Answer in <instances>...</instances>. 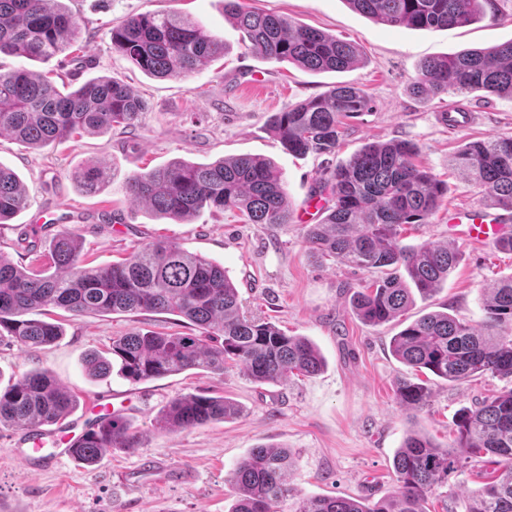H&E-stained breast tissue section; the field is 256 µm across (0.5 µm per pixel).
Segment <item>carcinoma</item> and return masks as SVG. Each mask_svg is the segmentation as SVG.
Listing matches in <instances>:
<instances>
[{"label": "carcinoma", "instance_id": "carcinoma-1", "mask_svg": "<svg viewBox=\"0 0 512 512\" xmlns=\"http://www.w3.org/2000/svg\"><path fill=\"white\" fill-rule=\"evenodd\" d=\"M353 9L390 26L415 29L464 27L484 14L496 13L495 0H346ZM231 18L252 49L276 62L305 70L342 72L359 62L354 44L320 30L297 26L285 18L224 0ZM112 50L157 78H177L224 54V43L198 22L171 14L140 13L112 25ZM81 35L77 16L60 0H0V56L46 63L68 57ZM417 97L442 93L465 95L484 90L512 98V41L484 49L424 60L411 86ZM367 94L352 84L333 85L324 95L283 112L267 124L288 152L304 155L336 149L342 119L366 109ZM147 106L120 79L97 77L77 88H57L27 69L0 71V136L25 148L61 144L85 132L107 135L114 128H135ZM418 149L409 141L365 145L320 183L327 195L325 217L308 227L312 251L355 269H387L386 276L353 292L352 308L363 323L378 326L397 319L414 302V294L432 296L458 261V249L435 241L406 245L405 225L428 224L448 193V185L415 163ZM450 165L491 205L512 210V137H495L464 145ZM82 188L95 193L110 179L107 167L91 161L76 173ZM128 195L152 214L187 223L204 209L237 210L252 224H288L292 208L275 165L253 156L224 158L198 165L175 161L137 172L126 182ZM30 204L16 174L0 164V224ZM50 265L26 268L0 252V340L21 345H50L62 336L57 322L43 319L50 309L72 316L116 313H166L181 316L197 335L133 332L112 341V358L94 355L86 368L118 372L132 383L193 371L222 374L241 366L263 384L292 375L318 373L323 358L302 336H289L275 324L246 315L224 265L156 241L131 258L107 267H89L81 259V242L65 227L52 238ZM485 320L473 326L446 312L427 313L390 341L402 363L427 370L447 382L490 374L512 379V276L497 282L483 298ZM427 385L400 382L401 408L419 411L429 400ZM75 397L46 369L23 374L0 390V427L34 432L69 416ZM239 414L223 397L203 394L172 399L163 415L172 429L203 426ZM450 445L412 430L393 458L396 489L386 499L299 496L288 486V450L252 449L230 476L237 500L232 512H425L424 504L448 476L487 455L494 465L490 481L468 496L466 512H512V387L460 409ZM137 437L116 416L87 434L72 452L75 460L94 464L110 448L133 449Z\"/></svg>", "mask_w": 512, "mask_h": 512}]
</instances>
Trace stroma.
I'll return each mask as SVG.
<instances>
[{
    "mask_svg": "<svg viewBox=\"0 0 512 512\" xmlns=\"http://www.w3.org/2000/svg\"><path fill=\"white\" fill-rule=\"evenodd\" d=\"M82 24L79 51L64 74L86 81L120 78L148 108L131 131L81 135L38 150L0 137V163L14 170L31 203L0 224V250L22 266L29 256L21 238L48 249L66 225L81 237L85 264L104 266L164 240L185 252L223 264L236 284L245 312L305 336L321 350L325 368L312 377L294 376L280 385L255 382L243 369L201 376L178 375L131 384L118 373L87 375L90 354L107 353L113 338L133 331L191 334L187 320L160 313L81 317L57 309L51 318L64 330L55 343L23 346L0 342V385L46 369L76 397L74 418L95 415L97 398H109L137 436L135 449H111L92 466L68 458L51 469L22 459L26 434L0 428V512H230L235 494L229 474L255 447L287 448L294 464L288 483L303 496L366 497L391 493L393 456L407 432L418 429L441 444L451 443L458 410L505 387L483 375L463 382L430 379L429 404L403 411L395 396L398 379L414 371L390 352V338L431 311H448L481 324L488 288L512 275V253L490 244L448 237L450 212L484 204L478 188L448 164L467 142L512 136V99L482 91L463 97H415L410 87L422 61L464 49L512 40V0H496L497 15H483L459 28L391 27L354 10L347 0H244L246 6L280 15L354 43L360 61L341 73H314L256 55L224 16V0H65ZM145 12L176 13L201 23L223 41L224 55L178 78L145 75L113 52L115 21ZM345 82L362 88L368 111L347 118L334 153L296 156L268 129L266 117ZM474 112L472 124L448 129L438 119L449 103ZM406 140L418 148L417 163L448 186L431 223L407 227L403 241L455 242L461 258L431 298L415 299L389 324L371 327L352 313L350 296L370 282L369 273L322 258L306 243L302 220L319 178L328 176L364 145ZM242 155L270 159L282 174L295 216L288 224H250L237 212L204 211L186 224L152 215L133 203L125 186L137 172L182 159L209 164ZM109 167L114 177L102 190L86 193L75 173L87 161ZM184 394L223 396L237 403L239 417L172 430L162 418L169 401ZM491 464L472 463L448 478L430 498L427 512H465L466 497L479 488Z\"/></svg>",
    "mask_w": 512,
    "mask_h": 512,
    "instance_id": "stroma-1",
    "label": "stroma"
}]
</instances>
